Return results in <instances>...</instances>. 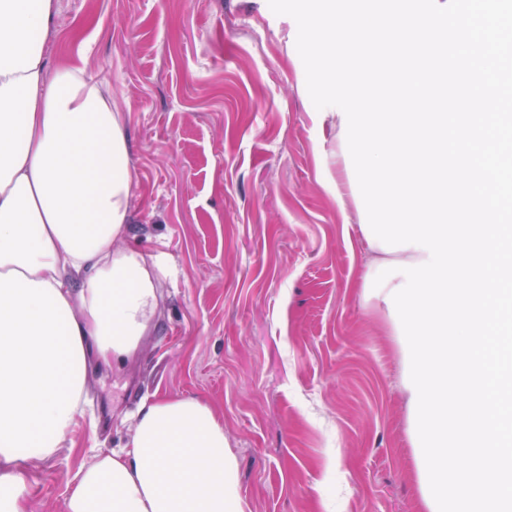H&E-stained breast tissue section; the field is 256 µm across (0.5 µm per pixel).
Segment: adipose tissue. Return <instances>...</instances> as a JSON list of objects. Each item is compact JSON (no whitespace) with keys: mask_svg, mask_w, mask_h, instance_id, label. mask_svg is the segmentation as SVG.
<instances>
[{"mask_svg":"<svg viewBox=\"0 0 512 512\" xmlns=\"http://www.w3.org/2000/svg\"><path fill=\"white\" fill-rule=\"evenodd\" d=\"M57 0H0V512H28L27 463L81 417L93 370H122L157 324L164 253L135 221L127 114L83 67L47 63ZM65 512H244L224 423L197 397L141 401Z\"/></svg>","mask_w":512,"mask_h":512,"instance_id":"ef3b65f1","label":"adipose tissue"}]
</instances>
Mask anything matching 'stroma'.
<instances>
[{"mask_svg":"<svg viewBox=\"0 0 512 512\" xmlns=\"http://www.w3.org/2000/svg\"><path fill=\"white\" fill-rule=\"evenodd\" d=\"M296 37L268 0H58L48 61L126 110V244L170 272L140 357L91 374L62 448L29 463L30 512H64L67 479L156 395L215 404L246 512H426L364 201Z\"/></svg>","mask_w":512,"mask_h":512,"instance_id":"1","label":"stroma"}]
</instances>
